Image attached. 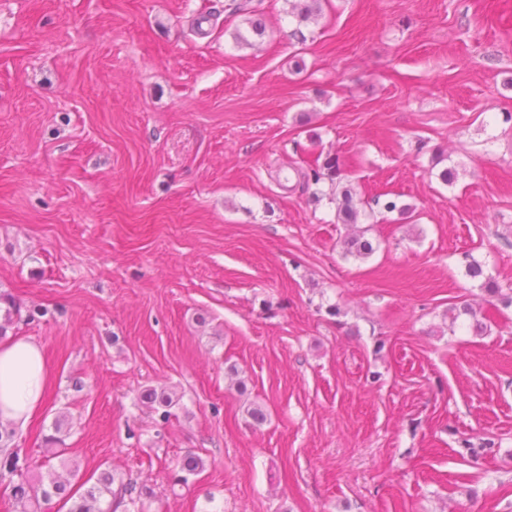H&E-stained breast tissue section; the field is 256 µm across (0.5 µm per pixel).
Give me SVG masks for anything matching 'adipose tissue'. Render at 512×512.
<instances>
[{
  "label": "adipose tissue",
  "mask_w": 512,
  "mask_h": 512,
  "mask_svg": "<svg viewBox=\"0 0 512 512\" xmlns=\"http://www.w3.org/2000/svg\"><path fill=\"white\" fill-rule=\"evenodd\" d=\"M49 370L40 347L23 338L0 343V422L24 426L42 405Z\"/></svg>",
  "instance_id": "1"
}]
</instances>
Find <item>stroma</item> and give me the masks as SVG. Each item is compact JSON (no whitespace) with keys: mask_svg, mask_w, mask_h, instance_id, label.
<instances>
[{"mask_svg":"<svg viewBox=\"0 0 512 512\" xmlns=\"http://www.w3.org/2000/svg\"><path fill=\"white\" fill-rule=\"evenodd\" d=\"M321 155L367 260L303 182ZM466 252L512 286V0L307 23L288 0H0V291L50 369L14 440L34 471L57 433L81 478L152 486L143 512H512V307ZM146 386L180 395L169 421ZM356 194H353L350 189L342 191V199L338 202L337 206V219L338 223L344 224V226L353 228L358 224L361 208L359 207L358 201L355 200ZM370 228L357 230L348 233L342 240L345 257H353L358 260H365L371 257L376 251L373 242L366 237ZM463 261L465 265V273L472 279L483 278L482 288H484L488 294L497 297L498 300L508 306L512 305V295L502 293V287L492 280L491 277H485L483 265L477 261L471 254L465 253L463 255Z\"/></svg>","mask_w":512,"mask_h":512,"instance_id":"obj_1","label":"stroma"}]
</instances>
